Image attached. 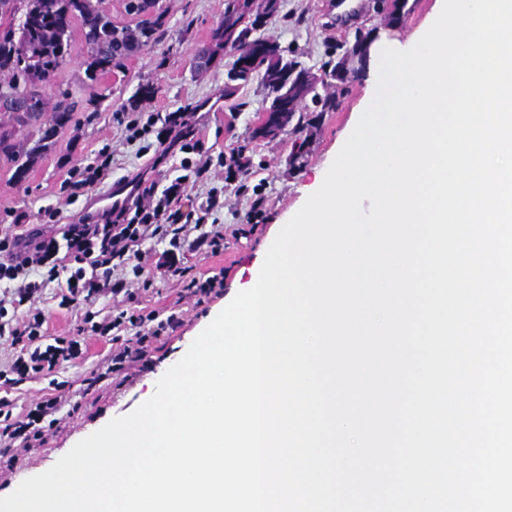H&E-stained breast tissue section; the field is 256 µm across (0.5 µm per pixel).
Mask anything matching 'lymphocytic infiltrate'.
<instances>
[{
  "label": "lymphocytic infiltrate",
  "instance_id": "f902f5d3",
  "mask_svg": "<svg viewBox=\"0 0 512 512\" xmlns=\"http://www.w3.org/2000/svg\"><path fill=\"white\" fill-rule=\"evenodd\" d=\"M198 114L193 107L166 113L164 118L148 115L126 123L131 138L155 136L163 154L194 155L196 177L209 172L212 160L196 139ZM188 185L184 179L171 181L162 191L153 187L137 190L129 203L119 208L87 213L71 224H48L32 234L5 231L0 235V282H12L8 297L0 298V338L14 351L0 365V387H11L26 379L50 375L56 368L84 354L88 337L110 338L112 353L105 371L124 375L132 364L147 354V342L174 328L177 314L161 316L158 310L138 307L142 291L168 275L185 278V288L195 297H208L216 277L189 276L178 252L188 247L217 254L224 249L223 225L210 224V209L187 211L182 206ZM165 240L169 250L149 262L143 245ZM66 241L67 254H60L59 241ZM56 283L62 308L80 313L81 323L73 331L46 341L48 316L34 301L44 283ZM121 297L111 315L97 318L90 309L98 296ZM135 327L136 334L123 331ZM57 397L44 396L25 415L13 412L12 402L0 398V458L14 448L41 447L45 433L58 422Z\"/></svg>",
  "mask_w": 512,
  "mask_h": 512
}]
</instances>
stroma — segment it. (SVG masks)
Returning <instances> with one entry per match:
<instances>
[{
    "label": "stroma",
    "mask_w": 512,
    "mask_h": 512,
    "mask_svg": "<svg viewBox=\"0 0 512 512\" xmlns=\"http://www.w3.org/2000/svg\"><path fill=\"white\" fill-rule=\"evenodd\" d=\"M361 3L360 11L348 14L337 8L336 0H280L277 14L262 27L265 38L317 79L315 94L303 98L292 120L274 135L262 131L269 91L261 77L246 84L227 81L231 51L217 48L214 38L224 17L225 0H158L162 24L148 45L129 57L123 68L93 82L84 75L83 44L73 40L70 58L44 96L53 99L61 87L73 93L79 106L23 182L12 181L9 164L0 158V227L19 224L36 231L41 225L67 224L80 212L95 211L100 189L73 192L69 173L92 163L103 149L112 156L107 177L111 184L141 173L163 187L185 176L183 154H170L161 165H154V148L145 140L128 139L115 115H163L189 104L204 105L217 96L220 104L199 120V137L213 165L207 176L190 181L189 201L200 206L218 198L214 218L238 228L239 233L225 238L220 255L185 251L183 262L195 274L224 276L223 287L204 303L182 296L181 283L172 278L157 279L142 294L143 305L179 311L181 323L169 335L153 340L146 358L128 378H107L82 390V380L111 349L110 344L92 339L86 354L56 369L53 378L29 379L10 391L15 413L22 415L32 403L53 393V384L59 381L65 385L64 395L80 408L42 448L19 452L10 462L0 459V497L47 471L77 442L113 418L130 414L154 395L159 379L260 271L275 237L321 187L344 140L354 130L369 98L365 75L359 72L339 82L331 73L351 52L359 31L393 32L406 39L428 24L438 6V0H407L403 18L394 24L388 6L377 0ZM207 46L214 47L215 53L209 64L198 66L196 53ZM325 98L334 102L327 112L321 109ZM234 146L244 147L251 159L245 176L249 191L243 196L225 182L220 165L225 151ZM258 198L263 201L262 219L259 224H247L245 215Z\"/></svg>",
    "instance_id": "35a3bbf8"
}]
</instances>
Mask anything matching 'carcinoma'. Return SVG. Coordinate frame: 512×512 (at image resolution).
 Masks as SVG:
<instances>
[{
    "instance_id": "carcinoma-1",
    "label": "carcinoma",
    "mask_w": 512,
    "mask_h": 512,
    "mask_svg": "<svg viewBox=\"0 0 512 512\" xmlns=\"http://www.w3.org/2000/svg\"><path fill=\"white\" fill-rule=\"evenodd\" d=\"M162 15L142 21L135 27H118L103 6V0H0V95L19 93L26 87L44 89L52 85L67 62L73 35L88 47L84 59L85 76L93 81L110 73L142 46L148 44L161 24ZM264 72L265 86L275 91L277 77L270 74V64L257 56L253 66L238 73L248 81ZM39 115L28 123L17 112L10 113L11 123L0 125V154L5 155L14 171L11 179L20 181L41 154L54 143L57 128L70 119L78 103L67 90H58L52 104L39 98ZM53 112L52 122L42 113ZM28 130L27 145L15 142L20 130Z\"/></svg>"
}]
</instances>
